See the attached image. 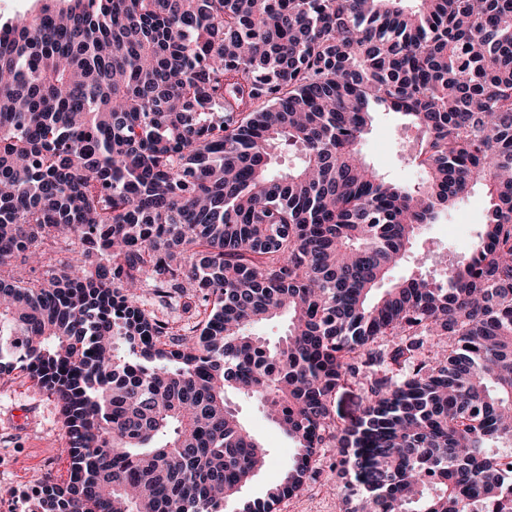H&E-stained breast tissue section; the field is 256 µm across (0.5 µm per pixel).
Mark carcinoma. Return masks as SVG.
<instances>
[{"label":"carcinoma","mask_w":512,"mask_h":512,"mask_svg":"<svg viewBox=\"0 0 512 512\" xmlns=\"http://www.w3.org/2000/svg\"><path fill=\"white\" fill-rule=\"evenodd\" d=\"M39 2L0 24V376L55 396L70 445L36 512H222L272 463L231 392L296 447L241 512H275L321 448L349 512H512V0ZM377 108L420 133L421 182L366 162ZM476 185L468 261L380 289ZM73 245L46 283L8 271ZM145 283L198 299L200 332ZM144 307L148 311H154L159 318L167 320L175 329H181L182 335H192V327L201 318L196 314L184 313L182 304L184 299L179 302H170L169 306H162L159 299L152 294H144Z\"/></svg>","instance_id":"obj_1"}]
</instances>
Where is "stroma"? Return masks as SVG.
Returning <instances> with one entry per match:
<instances>
[{
	"label": "stroma",
	"instance_id": "obj_1",
	"mask_svg": "<svg viewBox=\"0 0 512 512\" xmlns=\"http://www.w3.org/2000/svg\"><path fill=\"white\" fill-rule=\"evenodd\" d=\"M417 149V131L405 127L399 114L378 110L362 144L365 160L386 179L411 182L419 170L411 158ZM487 197L473 187L452 206L440 223L423 225L400 264L392 271L397 281L416 273L440 275V256L467 260L482 231ZM229 400L256 440L271 449L275 461L246 484L236 498L225 501L223 512H239L242 502L265 497L280 483L294 444L265 416L253 400L233 394ZM68 439L60 408L50 394L21 375L0 380V512H31L36 492L46 481L66 480ZM337 449H321L317 479L307 481L295 495L284 499L277 512H348L350 503L336 492Z\"/></svg>",
	"mask_w": 512,
	"mask_h": 512
}]
</instances>
